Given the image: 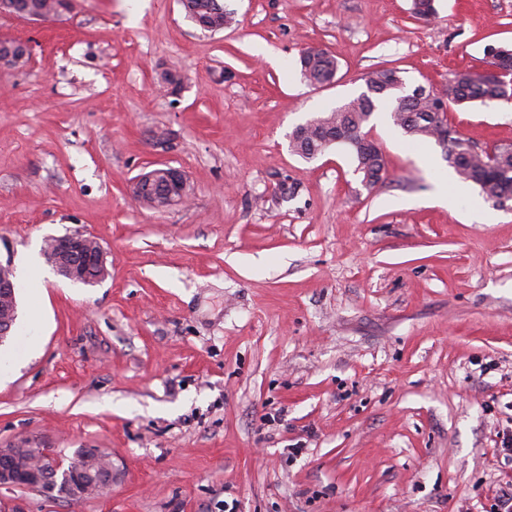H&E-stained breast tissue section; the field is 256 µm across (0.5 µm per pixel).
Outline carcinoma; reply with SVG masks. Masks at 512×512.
<instances>
[{
	"label": "carcinoma",
	"instance_id": "cac0c4a2",
	"mask_svg": "<svg viewBox=\"0 0 512 512\" xmlns=\"http://www.w3.org/2000/svg\"><path fill=\"white\" fill-rule=\"evenodd\" d=\"M16 11L27 12L42 9L48 14L60 16L73 9L71 0H13ZM186 16L194 20L204 32H219L232 21V13L224 9L221 0H180ZM489 65L496 71L455 72L448 87V101L455 104L478 102L482 105L512 100V47L508 45L486 48ZM301 73L312 84L321 85L336 76L337 61L330 53L305 52L299 59ZM403 81L395 68L372 71L366 79L369 91L363 92L342 106L325 110L308 120L296 138L290 141L294 154L311 160L324 150L325 145L338 140L349 146L357 165L369 178L370 186L381 179L386 162L384 155L371 144L364 145L359 139L360 129L369 123L378 105L389 106L393 124L412 140L448 137L450 126L445 113L438 111L437 100L428 97H412L404 103L394 96ZM444 160L453 168L458 178L476 185L489 202L512 200V154L499 150L492 154L481 151L462 155L453 148L444 151Z\"/></svg>",
	"mask_w": 512,
	"mask_h": 512
}]
</instances>
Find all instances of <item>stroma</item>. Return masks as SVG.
I'll list each match as a JSON object with an SVG mask.
<instances>
[{"mask_svg":"<svg viewBox=\"0 0 512 512\" xmlns=\"http://www.w3.org/2000/svg\"><path fill=\"white\" fill-rule=\"evenodd\" d=\"M201 32L178 0H74L0 11L26 66L0 67V262L19 318L0 352V448H98L118 471L78 504L23 488L24 512H499L512 460V208L485 202L434 140L378 106L387 165L369 187L346 145L304 160L290 135L381 67L447 88L512 45V0H223ZM335 55L334 84L298 64ZM182 76L177 91L160 72ZM477 149L512 148V104L449 105ZM182 170L189 204L132 193ZM448 202L432 203L440 181ZM107 253L93 285L61 277L47 238ZM44 317L30 316V297ZM16 4V12H28L29 9H42L47 14L60 16L64 12H70L73 9L72 0H9ZM67 2V3H65ZM57 9L55 10V8Z\"/></svg>","mask_w":512,"mask_h":512,"instance_id":"1","label":"stroma"}]
</instances>
